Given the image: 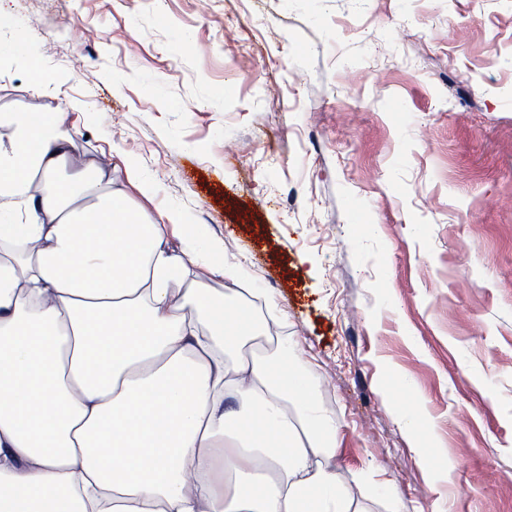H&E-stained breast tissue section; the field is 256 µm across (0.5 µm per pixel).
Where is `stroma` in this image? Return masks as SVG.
<instances>
[{"label": "stroma", "instance_id": "35a3bbf8", "mask_svg": "<svg viewBox=\"0 0 512 512\" xmlns=\"http://www.w3.org/2000/svg\"><path fill=\"white\" fill-rule=\"evenodd\" d=\"M60 107L241 261L183 279L280 319L355 512H512V0H0V113ZM399 424L402 430L412 438V447L426 448L424 443L426 441L428 425L424 416L413 409H406L399 418Z\"/></svg>", "mask_w": 512, "mask_h": 512}]
</instances>
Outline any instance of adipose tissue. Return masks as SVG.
<instances>
[{
  "label": "adipose tissue",
  "instance_id": "adipose-tissue-1",
  "mask_svg": "<svg viewBox=\"0 0 512 512\" xmlns=\"http://www.w3.org/2000/svg\"><path fill=\"white\" fill-rule=\"evenodd\" d=\"M65 110L0 113V512H351L336 416L250 307L221 245L177 254Z\"/></svg>",
  "mask_w": 512,
  "mask_h": 512
}]
</instances>
